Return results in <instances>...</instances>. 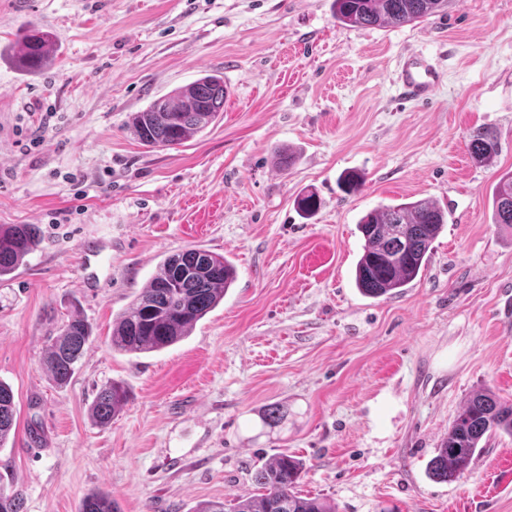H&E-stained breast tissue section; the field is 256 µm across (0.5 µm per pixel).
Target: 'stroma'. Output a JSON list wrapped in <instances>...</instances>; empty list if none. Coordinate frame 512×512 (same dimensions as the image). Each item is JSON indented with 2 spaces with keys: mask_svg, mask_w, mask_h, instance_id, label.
Instances as JSON below:
<instances>
[{
  "mask_svg": "<svg viewBox=\"0 0 512 512\" xmlns=\"http://www.w3.org/2000/svg\"><path fill=\"white\" fill-rule=\"evenodd\" d=\"M29 26L52 34L51 66L0 56V224L41 237L0 282L17 410L0 485L23 512H79L94 493L196 512L254 492L255 466L283 451L306 464L301 494L337 512H512L511 436L460 481L427 474L474 390L512 402V227L494 216L512 172V0H448L394 28L340 26L332 0H0V47ZM411 52L445 73L430 102L400 96ZM206 73L229 90L214 124L174 149L134 139L130 113ZM481 127L501 135L487 164L465 147ZM346 171L357 193L338 188ZM308 192L322 205L305 218ZM419 199L448 212L427 268L361 295L360 218ZM190 248L235 266L223 302L164 350H113V319ZM74 314L93 341L61 388L44 357ZM112 381L129 401L101 427L89 407ZM276 402L288 416L264 427Z\"/></svg>",
  "mask_w": 512,
  "mask_h": 512,
  "instance_id": "35a3bbf8",
  "label": "stroma"
}]
</instances>
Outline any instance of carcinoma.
<instances>
[{
  "label": "carcinoma",
  "mask_w": 512,
  "mask_h": 512,
  "mask_svg": "<svg viewBox=\"0 0 512 512\" xmlns=\"http://www.w3.org/2000/svg\"><path fill=\"white\" fill-rule=\"evenodd\" d=\"M447 0H334L336 22L343 27H400L422 20L442 8ZM52 37L31 28L14 52L22 67L36 70L53 59ZM228 88L224 77L205 74L194 82L152 101L144 110L130 114L128 127L147 147L170 149L203 132L220 112ZM471 158L488 163L501 149L496 132L478 129L466 144ZM495 223L512 227V173L504 174L494 192ZM303 215L320 208L316 194L297 200ZM448 223V214L435 202L420 199L374 209L365 214L358 229L363 252L355 266V286L363 295L380 298L407 287L426 268L431 246ZM39 244L32 224H0V280L11 275ZM236 280L234 265L223 255L195 248L172 253L159 264L148 286L113 322L112 349L141 354L172 346L190 336L196 324L223 300ZM92 326L72 316L51 338L44 360L54 383L67 385L84 356ZM128 402L126 389L118 382L105 385L96 395L92 415L107 426ZM12 388L0 381V448L6 444L15 421ZM286 417L280 404L268 405L260 419L277 426ZM505 433L512 437V403L502 402L489 389L472 393L448 428L437 454L429 461L431 479L452 483L464 477L481 443ZM305 472L303 460L286 452L257 467L253 482L257 495H240L209 503L198 512H336L322 497H307L297 491ZM0 512H22V497L0 488ZM80 512H120L116 501L104 495L83 499Z\"/></svg>",
  "instance_id": "1"
}]
</instances>
